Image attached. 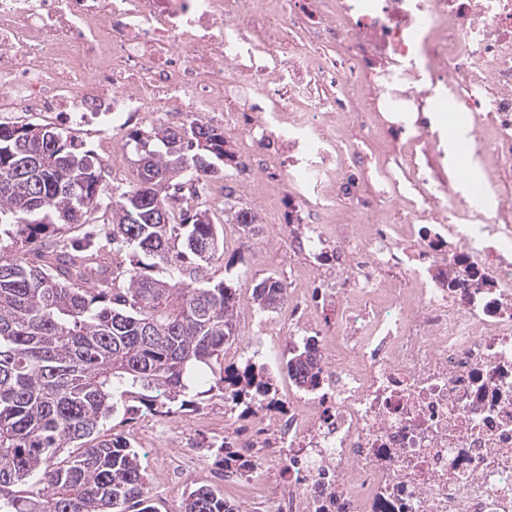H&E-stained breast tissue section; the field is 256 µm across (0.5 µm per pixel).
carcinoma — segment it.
Listing matches in <instances>:
<instances>
[{
	"instance_id": "cac0c4a2",
	"label": "carcinoma",
	"mask_w": 512,
	"mask_h": 512,
	"mask_svg": "<svg viewBox=\"0 0 512 512\" xmlns=\"http://www.w3.org/2000/svg\"><path fill=\"white\" fill-rule=\"evenodd\" d=\"M144 168L109 189L95 154L42 124H0V225L17 227L25 251L0 259V512H158L138 449L100 426L122 411L195 410L206 395L275 402L276 376L242 358L224 361L238 339L237 289L186 276L221 257L220 225L189 203L196 183L224 174V130L191 120L130 135ZM107 228L76 250L61 226ZM253 232L256 215L234 211ZM130 250L151 262L112 263L90 288L92 257ZM159 265L166 277L146 269ZM262 312L284 302L281 279L253 288ZM208 371L206 390L195 386ZM180 512H240L216 488L184 492Z\"/></svg>"
}]
</instances>
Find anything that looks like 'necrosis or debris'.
<instances>
[{
	"label": "necrosis or debris",
	"mask_w": 512,
	"mask_h": 512,
	"mask_svg": "<svg viewBox=\"0 0 512 512\" xmlns=\"http://www.w3.org/2000/svg\"><path fill=\"white\" fill-rule=\"evenodd\" d=\"M216 114L233 190L318 274L240 346L313 340L318 386L225 396L249 464L215 482L273 512H512V0H0L1 123L95 127L108 166L131 117Z\"/></svg>",
	"instance_id": "1"
}]
</instances>
